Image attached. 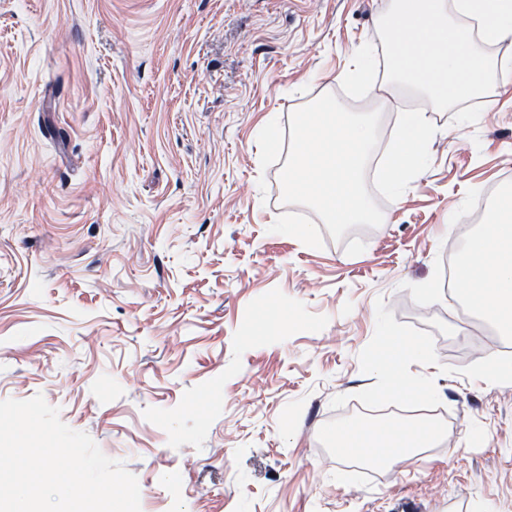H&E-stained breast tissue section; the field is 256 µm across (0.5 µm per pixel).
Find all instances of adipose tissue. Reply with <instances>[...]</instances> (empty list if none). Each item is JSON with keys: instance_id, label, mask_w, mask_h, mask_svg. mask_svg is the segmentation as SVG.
<instances>
[{"instance_id": "1", "label": "adipose tissue", "mask_w": 512, "mask_h": 512, "mask_svg": "<svg viewBox=\"0 0 512 512\" xmlns=\"http://www.w3.org/2000/svg\"><path fill=\"white\" fill-rule=\"evenodd\" d=\"M390 47L387 83L425 100L430 110L454 109L469 100L494 102L493 89L506 69L488 53L491 45L512 42V0H396L381 21ZM431 133L428 112L402 118L381 171L394 191L409 183L427 161ZM457 282L465 302L488 317L504 335L512 334V192L500 197L490 217L469 240L458 262ZM384 387L408 398L430 397L421 382L402 380L400 368L427 357L425 349L395 340L382 345ZM438 426L405 435L399 419L371 426L354 423L336 431L340 448H361L369 459H389L393 449L413 455L433 446Z\"/></svg>"}]
</instances>
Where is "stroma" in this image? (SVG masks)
I'll return each mask as SVG.
<instances>
[{
	"instance_id": "35a3bbf8",
	"label": "stroma",
	"mask_w": 512,
	"mask_h": 512,
	"mask_svg": "<svg viewBox=\"0 0 512 512\" xmlns=\"http://www.w3.org/2000/svg\"><path fill=\"white\" fill-rule=\"evenodd\" d=\"M389 7L0 0V401L58 407L136 476L141 512H512V378L478 375L512 338L449 297L444 232L512 185V73L473 121L432 113L400 194L367 166L381 226L336 241L282 202L295 110L329 92L380 110L387 148L391 101L422 109L346 87ZM387 332L428 350L405 372L435 397L402 417L443 437L370 477L320 436L395 405L372 368Z\"/></svg>"
}]
</instances>
